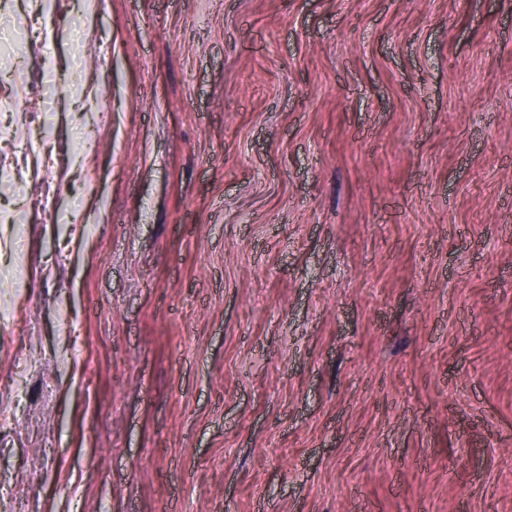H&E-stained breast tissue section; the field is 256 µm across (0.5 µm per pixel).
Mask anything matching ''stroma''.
I'll list each match as a JSON object with an SVG mask.
<instances>
[{
    "instance_id": "1",
    "label": "stroma",
    "mask_w": 512,
    "mask_h": 512,
    "mask_svg": "<svg viewBox=\"0 0 512 512\" xmlns=\"http://www.w3.org/2000/svg\"><path fill=\"white\" fill-rule=\"evenodd\" d=\"M261 507L512 512V0H0V512Z\"/></svg>"
}]
</instances>
